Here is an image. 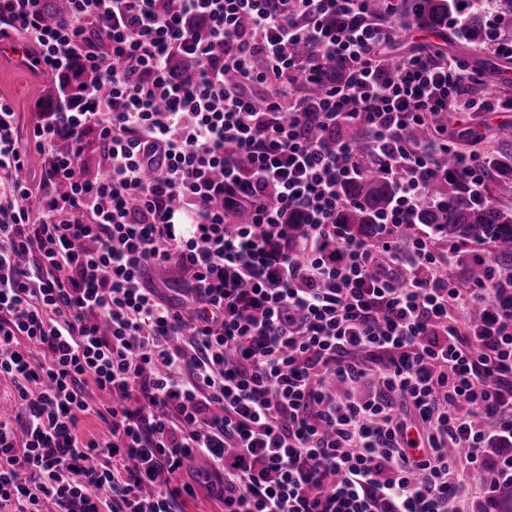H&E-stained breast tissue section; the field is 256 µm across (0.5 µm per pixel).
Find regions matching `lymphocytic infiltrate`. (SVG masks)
Returning <instances> with one entry per match:
<instances>
[{
	"instance_id": "lymphocytic-infiltrate-1",
	"label": "lymphocytic infiltrate",
	"mask_w": 512,
	"mask_h": 512,
	"mask_svg": "<svg viewBox=\"0 0 512 512\" xmlns=\"http://www.w3.org/2000/svg\"><path fill=\"white\" fill-rule=\"evenodd\" d=\"M44 2L0 0V37L109 91L81 85L29 147L0 101V382L17 408L0 417V512H180L201 491L224 512H498L484 475L512 487V451L486 466L473 420L512 439V279L490 260L457 287L430 233L393 234L439 205L440 180L492 204L486 161L448 136L449 115L495 109L475 75L430 53L387 73L373 50L412 23L374 20L373 0H67L53 27ZM473 11L512 59L497 0H460L450 25ZM339 58L346 79L308 102L302 82ZM353 123L364 149L340 135ZM414 125L435 147L406 139ZM370 172L395 193L356 239L336 213ZM153 267L182 277L181 305ZM336 383L370 390L340 400ZM89 416L106 438H82Z\"/></svg>"
}]
</instances>
